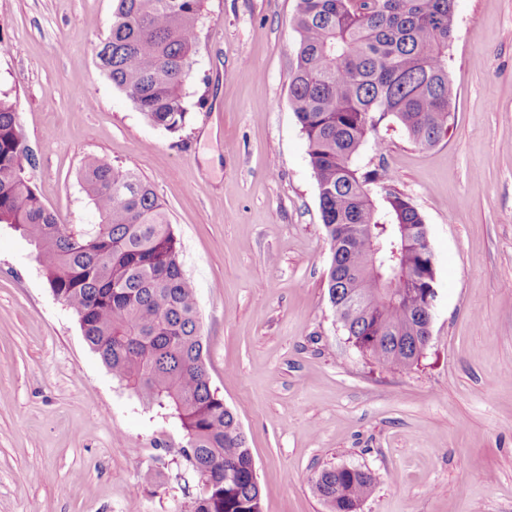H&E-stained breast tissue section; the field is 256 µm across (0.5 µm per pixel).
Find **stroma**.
Segmentation results:
<instances>
[{
  "mask_svg": "<svg viewBox=\"0 0 512 512\" xmlns=\"http://www.w3.org/2000/svg\"><path fill=\"white\" fill-rule=\"evenodd\" d=\"M113 0H0V92L62 224L97 213L98 155L151 182L195 292L211 385L238 415L262 512H328L324 468L373 473L358 512H512V0H456L448 134L388 131L423 215L437 300L418 366H379L327 293L331 249L290 105L296 0H205L190 120L149 123L99 65ZM183 436L150 421L0 224V512H185ZM157 474L144 482L146 470Z\"/></svg>",
  "mask_w": 512,
  "mask_h": 512,
  "instance_id": "35a3bbf8",
  "label": "stroma"
}]
</instances>
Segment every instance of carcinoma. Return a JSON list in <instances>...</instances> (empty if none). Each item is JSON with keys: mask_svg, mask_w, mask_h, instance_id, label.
<instances>
[{"mask_svg": "<svg viewBox=\"0 0 512 512\" xmlns=\"http://www.w3.org/2000/svg\"><path fill=\"white\" fill-rule=\"evenodd\" d=\"M96 56L112 84L153 125L188 121L204 0H115ZM456 0H297L290 104L306 137L332 258L328 298L348 339L393 368L423 357L434 271L417 247L427 226L379 156L383 126L420 148L448 132L456 97L448 75ZM29 149L13 103L0 97V224L34 248L53 294L118 382L183 433L185 465L209 492L187 512H261L255 465L236 414L211 387L193 288L153 186L90 156L81 179L99 221L57 222L24 175ZM374 475L331 467L312 479L330 512H357Z\"/></svg>", "mask_w": 512, "mask_h": 512, "instance_id": "cac0c4a2", "label": "carcinoma"}]
</instances>
